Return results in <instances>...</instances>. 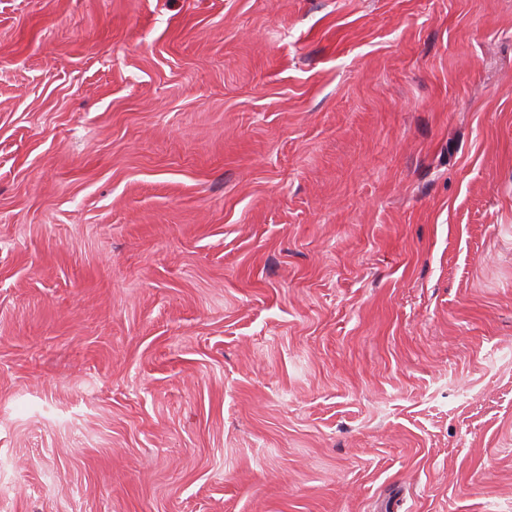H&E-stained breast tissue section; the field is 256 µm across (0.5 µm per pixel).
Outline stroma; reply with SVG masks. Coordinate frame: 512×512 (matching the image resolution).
I'll return each instance as SVG.
<instances>
[{
    "mask_svg": "<svg viewBox=\"0 0 512 512\" xmlns=\"http://www.w3.org/2000/svg\"><path fill=\"white\" fill-rule=\"evenodd\" d=\"M0 512H512V0H0Z\"/></svg>",
    "mask_w": 512,
    "mask_h": 512,
    "instance_id": "1",
    "label": "stroma"
}]
</instances>
